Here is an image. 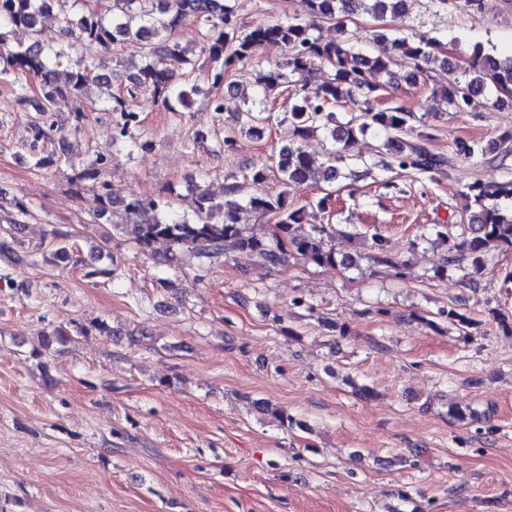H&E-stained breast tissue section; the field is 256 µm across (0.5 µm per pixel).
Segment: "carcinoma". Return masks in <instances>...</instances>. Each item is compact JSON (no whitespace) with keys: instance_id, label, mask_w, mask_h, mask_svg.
<instances>
[{"instance_id":"cac0c4a2","label":"carcinoma","mask_w":512,"mask_h":512,"mask_svg":"<svg viewBox=\"0 0 512 512\" xmlns=\"http://www.w3.org/2000/svg\"><path fill=\"white\" fill-rule=\"evenodd\" d=\"M231 0H105L103 3L83 0L79 16L73 14L71 0H0V47L6 44L7 26L28 30L32 43L27 47L0 50V74L40 76L43 80L39 112L53 118L52 107L57 95H81L90 80L100 75L95 69L78 62L69 73L65 88L52 85L53 66L71 64L69 47L79 42L102 54L100 65L113 61L122 66L125 58L112 56V47L120 44L139 56L145 63L135 67L127 76L125 95H109L112 110L132 116L127 98L146 90L171 107L174 101H185L193 91L190 77L196 63L190 59L179 42L173 40L175 30L191 23L203 37L204 64L209 67L216 84L239 66L256 59L259 48L275 43L287 51L286 61L258 73L255 83L259 91L243 95L246 110L240 113L250 133L259 138L270 120L269 104L281 87L292 82L302 95L293 106L288 120V144L280 150L278 173L280 190L242 196L244 187L230 184L224 201L216 203L207 194L197 200V218L175 220L166 215L169 203L163 200L145 201L132 197L125 207L137 217L130 232L139 247L146 249L164 241L176 249H189L202 259L224 256L226 247L256 256L269 265H280L291 254H299L319 266H334L336 251L325 238V227L314 225L308 232H299L295 225L304 221L305 208L288 199V186L296 181L318 184L339 177L340 166L346 160L345 146L371 131L384 139L391 157L390 170L413 172L433 177L447 164L445 157L427 147L430 135L417 129L411 121L415 115L402 105L377 108L374 103L386 85L378 76H392L393 68L403 69L407 78L416 80L427 74L428 66L439 64L448 71L439 42L426 34L393 40L390 55L368 56L359 46L350 43L345 22L362 12L376 21L386 16L405 13L409 0H307L308 17L264 23L247 33L239 31ZM53 6L61 37L56 45H43L39 38L40 19L46 8ZM334 21L339 37L323 41L314 30L322 21ZM328 65L332 75L321 84L310 87L304 75L314 65ZM491 81L496 91V103L509 104L503 98L512 93V55H499L474 47L470 69L448 78L440 93L445 104L457 112H477L483 107L480 97ZM347 100L361 103L362 122L351 119L337 121L335 106ZM321 131L335 144L323 163L316 166L302 147V141ZM457 151L468 158H482L493 149L478 142L456 143ZM249 180L262 187L270 180V169L262 164L250 168ZM466 195L474 202L468 223L472 235L447 240L445 263L453 265L459 257L471 259L472 274L483 269V257L496 249L512 250V177L495 184L472 182L466 185ZM249 210L258 215H271L277 232L259 236L240 223L239 214ZM353 264L352 260L339 262Z\"/></svg>"}]
</instances>
